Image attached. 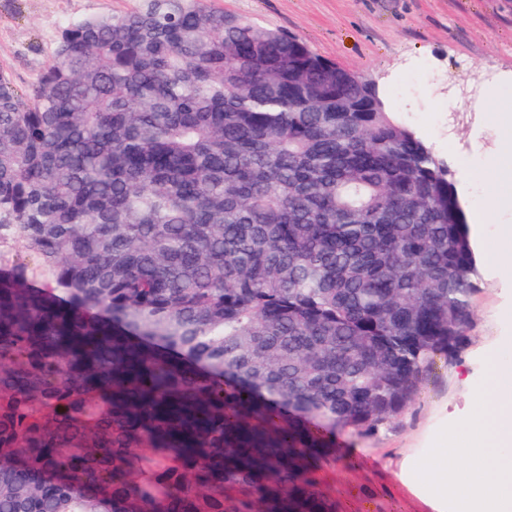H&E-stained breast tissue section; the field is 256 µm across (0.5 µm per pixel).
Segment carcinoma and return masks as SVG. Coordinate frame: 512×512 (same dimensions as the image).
Masks as SVG:
<instances>
[{
  "label": "carcinoma",
  "mask_w": 512,
  "mask_h": 512,
  "mask_svg": "<svg viewBox=\"0 0 512 512\" xmlns=\"http://www.w3.org/2000/svg\"><path fill=\"white\" fill-rule=\"evenodd\" d=\"M0 512H336L462 344L447 164L377 87L209 0L66 26L0 75Z\"/></svg>",
  "instance_id": "carcinoma-1"
}]
</instances>
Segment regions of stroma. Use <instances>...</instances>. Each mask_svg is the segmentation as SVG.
<instances>
[{"instance_id": "obj_1", "label": "stroma", "mask_w": 512, "mask_h": 512, "mask_svg": "<svg viewBox=\"0 0 512 512\" xmlns=\"http://www.w3.org/2000/svg\"><path fill=\"white\" fill-rule=\"evenodd\" d=\"M225 13L301 38L315 53L372 81L386 109L444 161L467 216L491 186L484 160L512 152V133L489 114V96L448 114V87L479 85L486 69L504 75L512 97V0H211ZM138 0H0V75L28 89L52 62L58 37L84 18L122 13ZM467 336L453 355L436 356L414 401L370 433H338L336 457L323 464L322 488L338 512H427L398 479L410 448H425L445 422L468 412L486 387V355L512 333V277L478 259Z\"/></svg>"}]
</instances>
